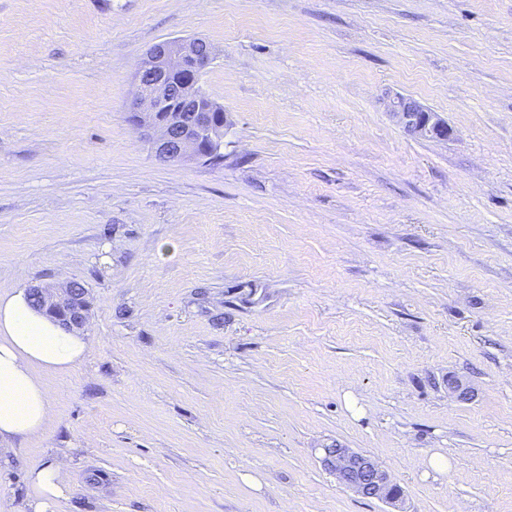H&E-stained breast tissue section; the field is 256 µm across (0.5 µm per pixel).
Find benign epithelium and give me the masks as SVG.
<instances>
[{"label": "benign epithelium", "instance_id": "1", "mask_svg": "<svg viewBox=\"0 0 512 512\" xmlns=\"http://www.w3.org/2000/svg\"><path fill=\"white\" fill-rule=\"evenodd\" d=\"M212 60L209 43L202 39L169 38L155 44L134 75L135 92L130 120L152 144L161 162H208L212 145L222 141L229 119L212 120L216 106L201 90L202 72ZM191 112L195 120L184 123L178 113ZM388 112L403 130L414 137H448V125L436 113L401 95L388 104ZM61 326L80 329L87 321V289L67 287L59 294L38 288ZM321 463L336 480L357 494L393 504L402 495L374 458L351 448L322 449Z\"/></svg>", "mask_w": 512, "mask_h": 512}]
</instances>
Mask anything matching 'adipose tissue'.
Listing matches in <instances>:
<instances>
[{"label": "adipose tissue", "instance_id": "obj_1", "mask_svg": "<svg viewBox=\"0 0 512 512\" xmlns=\"http://www.w3.org/2000/svg\"><path fill=\"white\" fill-rule=\"evenodd\" d=\"M89 348L87 336L66 332L33 309L25 290L0 296V445L43 431L53 407L41 372L69 373ZM64 470L54 461L31 471L33 512H47L66 497Z\"/></svg>", "mask_w": 512, "mask_h": 512}]
</instances>
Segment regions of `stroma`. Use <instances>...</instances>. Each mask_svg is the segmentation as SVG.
<instances>
[{"label": "stroma", "instance_id": "1", "mask_svg": "<svg viewBox=\"0 0 512 512\" xmlns=\"http://www.w3.org/2000/svg\"><path fill=\"white\" fill-rule=\"evenodd\" d=\"M174 37L214 48L219 163L127 119ZM73 280L90 350L0 512L55 459L50 512H388L338 445L404 512H512V0H0V295ZM388 112L403 130L414 137L446 139L448 125L435 112L422 107L415 100L401 95L395 96L388 104ZM321 463L339 483L357 494L387 504H394L401 498L400 486L371 456L351 448H325Z\"/></svg>", "mask_w": 512, "mask_h": 512}]
</instances>
